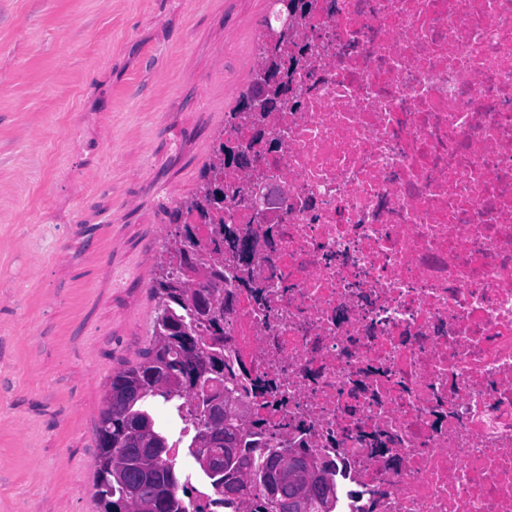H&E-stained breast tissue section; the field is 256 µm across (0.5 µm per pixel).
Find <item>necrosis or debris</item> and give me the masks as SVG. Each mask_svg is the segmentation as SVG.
Here are the masks:
<instances>
[{
	"mask_svg": "<svg viewBox=\"0 0 512 512\" xmlns=\"http://www.w3.org/2000/svg\"><path fill=\"white\" fill-rule=\"evenodd\" d=\"M292 108L239 115L224 357L337 512H512V0H309Z\"/></svg>",
	"mask_w": 512,
	"mask_h": 512,
	"instance_id": "4bbe7bcc",
	"label": "necrosis or debris"
}]
</instances>
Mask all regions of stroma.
Returning a JSON list of instances; mask_svg holds the SVG:
<instances>
[{
	"instance_id": "stroma-1",
	"label": "stroma",
	"mask_w": 512,
	"mask_h": 512,
	"mask_svg": "<svg viewBox=\"0 0 512 512\" xmlns=\"http://www.w3.org/2000/svg\"><path fill=\"white\" fill-rule=\"evenodd\" d=\"M271 0H0V512H97L94 430Z\"/></svg>"
}]
</instances>
